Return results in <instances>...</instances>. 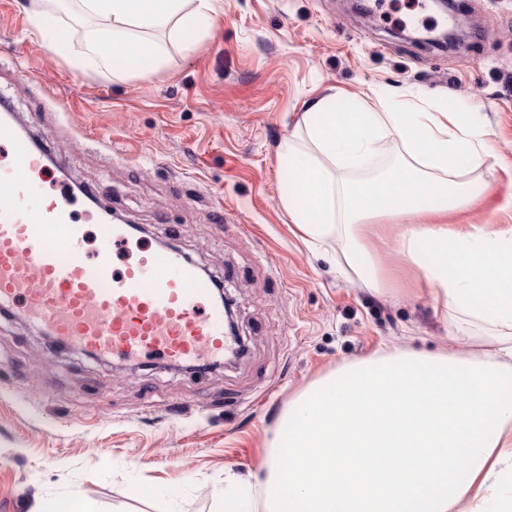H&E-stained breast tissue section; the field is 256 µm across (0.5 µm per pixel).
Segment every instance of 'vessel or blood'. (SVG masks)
Masks as SVG:
<instances>
[{"label": "vessel or blood", "instance_id": "1", "mask_svg": "<svg viewBox=\"0 0 512 512\" xmlns=\"http://www.w3.org/2000/svg\"><path fill=\"white\" fill-rule=\"evenodd\" d=\"M0 311L22 310L58 343L171 364L235 355L224 307L179 252L133 247L126 225L108 224L95 252L67 191L33 178L51 154L0 118Z\"/></svg>", "mask_w": 512, "mask_h": 512}]
</instances>
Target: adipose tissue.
<instances>
[{"label": "adipose tissue", "mask_w": 512, "mask_h": 512, "mask_svg": "<svg viewBox=\"0 0 512 512\" xmlns=\"http://www.w3.org/2000/svg\"><path fill=\"white\" fill-rule=\"evenodd\" d=\"M72 24H56L58 11ZM31 30L65 42L75 64L148 74L172 46L190 49L216 22L215 0H29ZM396 154L372 173L383 151ZM281 197L303 240L336 236L370 291L389 281L364 241L388 220L395 250L418 267L456 332L480 329L479 352L377 351L304 388L267 452L262 512H512V225L452 224L483 208L467 181L493 154L488 129L452 107L406 96L329 95L281 145Z\"/></svg>", "instance_id": "obj_1"}]
</instances>
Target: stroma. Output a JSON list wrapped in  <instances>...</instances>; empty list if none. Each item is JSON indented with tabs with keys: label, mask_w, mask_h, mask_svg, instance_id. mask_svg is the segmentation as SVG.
<instances>
[{
	"label": "stroma",
	"mask_w": 512,
	"mask_h": 512,
	"mask_svg": "<svg viewBox=\"0 0 512 512\" xmlns=\"http://www.w3.org/2000/svg\"><path fill=\"white\" fill-rule=\"evenodd\" d=\"M28 0H0V99L62 164L47 186L84 187L103 208L172 246L234 299L247 355L192 372L156 359H94L48 346L18 314L0 317V512H31L47 496L82 497L90 512H224L225 475L248 480L279 416L310 381L382 348L468 353L386 239L378 262L398 297L368 292L341 243L309 249L281 196V143L308 104L332 93L411 92L452 102L492 132L480 172L487 209L460 224H512V0H218L219 17L193 49H171L154 74L122 78L75 68L63 46L32 34ZM459 23L457 47L399 35Z\"/></svg>",
	"instance_id": "stroma-1"
}]
</instances>
